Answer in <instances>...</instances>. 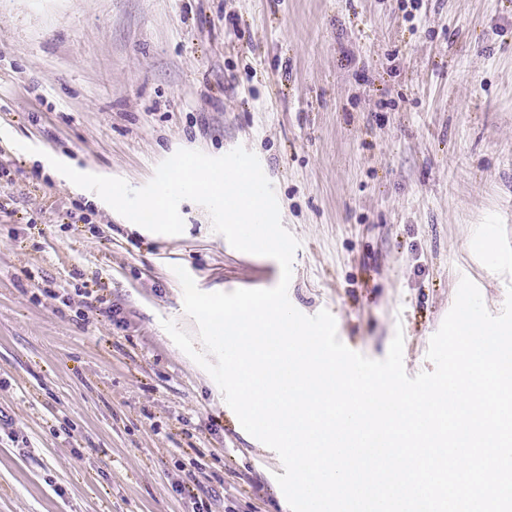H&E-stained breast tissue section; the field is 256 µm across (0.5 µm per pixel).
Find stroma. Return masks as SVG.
Returning a JSON list of instances; mask_svg holds the SVG:
<instances>
[{"instance_id":"obj_1","label":"stroma","mask_w":512,"mask_h":512,"mask_svg":"<svg viewBox=\"0 0 512 512\" xmlns=\"http://www.w3.org/2000/svg\"><path fill=\"white\" fill-rule=\"evenodd\" d=\"M0 128V512H290L161 325L197 331L173 266L211 293L279 263L190 200L181 234L126 224L51 159L137 189L181 148L252 151L292 305L375 360L402 332L411 375L461 277L493 314L512 285V0H0Z\"/></svg>"}]
</instances>
